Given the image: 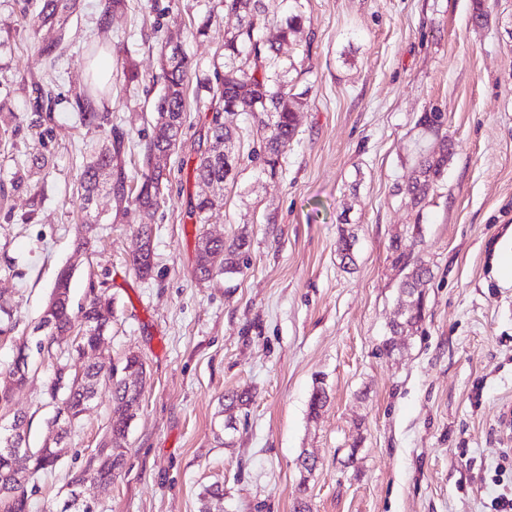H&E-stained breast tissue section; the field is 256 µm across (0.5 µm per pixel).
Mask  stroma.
Wrapping results in <instances>:
<instances>
[{
	"label": "stroma",
	"instance_id": "stroma-1",
	"mask_svg": "<svg viewBox=\"0 0 512 512\" xmlns=\"http://www.w3.org/2000/svg\"><path fill=\"white\" fill-rule=\"evenodd\" d=\"M43 3L0 0V306L17 323L0 336V369L31 336L60 269H74V304L94 288L112 293L100 359L137 354L146 375L124 466L91 490L97 512H292L299 496L312 512H495L493 499L512 488V461L500 457L512 448V288L492 273L494 246L512 226V0H307L308 96L283 173L247 161L253 117L226 116L243 161L224 187L223 217L205 226L189 211L211 115L188 88L149 280L130 264L138 217L116 216L107 192L92 205L104 217L93 246L77 248L79 173L107 142L77 119L74 97L88 82L79 49L100 44L112 58L104 109L136 182L162 47L179 46L198 75H212L237 19L220 0H126L110 14L104 0H80L63 38L32 28ZM204 20L208 36L193 37ZM57 41L56 56H44ZM127 61L138 82H125ZM433 108L445 112L455 149L420 209L399 187L415 174L417 144L438 147L418 125ZM37 154L48 165L33 175ZM345 230L355 238L350 264L338 253ZM204 232L248 233L249 266L198 282ZM396 239L432 271L423 322L398 336ZM48 375L39 366L10 403L31 416L35 448L56 410ZM319 379L329 399L313 416ZM244 389L251 401L223 411L225 393ZM110 401L100 386L61 463L39 478L33 512H57L71 473L107 440ZM303 454L315 457L312 472L300 471ZM215 484L223 497L204 499Z\"/></svg>",
	"mask_w": 512,
	"mask_h": 512
}]
</instances>
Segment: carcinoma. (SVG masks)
<instances>
[{"label": "carcinoma", "instance_id": "1", "mask_svg": "<svg viewBox=\"0 0 512 512\" xmlns=\"http://www.w3.org/2000/svg\"><path fill=\"white\" fill-rule=\"evenodd\" d=\"M224 10L235 14L239 23L224 33V62L214 69V79L206 78L201 87L211 96L214 105L208 128L212 147L198 156L194 177L200 187L197 202L191 215L195 222L208 224L220 218L224 208V183L238 175L239 158L232 152L237 129L219 120L222 112H250L257 119L260 131L259 150L253 151L251 161L258 164L261 172L275 175L281 168V160L297 134V110L303 103L304 93H294L290 88L288 73L294 67L281 57L280 46L266 38L270 25L279 27L282 42L291 40L310 21L305 15L303 0H293L291 14L283 20L271 15L267 0H221ZM77 8L76 0H47V5L32 18L37 29L50 24L60 32L59 41L41 48L51 56L64 41L69 20ZM164 87L156 99L154 108L157 120L153 137L142 149V174L137 192H132L123 163V138L118 134L107 135L108 145L87 163L81 175L83 209L89 210L98 192L105 189L112 195L117 210L124 211L134 205L139 215L137 233L141 246L132 258V267L142 279H150L155 273L152 245V220L158 207L161 188L167 173L158 159L170 155L180 144L182 127L186 119V90L193 70L192 61L178 47L161 50ZM104 95L95 81L89 88L76 95V107L82 124L103 128L108 123L106 112L95 107L96 99ZM419 125L428 133L440 137L439 151L421 148L417 152V175L405 191L413 196L416 204L424 203L435 192L436 183L453 153V143L443 132L445 114L438 109L423 113ZM99 216H86L77 227L78 245L90 243ZM250 241L244 233L226 241L206 235L199 238L195 275L201 281H209L217 275H235L248 265ZM394 263L405 272L401 281L402 292L427 287L432 273L420 259L401 247L399 240L391 245ZM72 269H63L50 293L43 314L49 316L51 326L40 337L26 339L17 348L13 364L0 371V407H8L14 388L26 383L32 370L31 352H45L52 364L53 377L47 390L62 392L61 407L50 425L58 428L56 442L66 443L70 429L82 415L86 406L95 398L101 382L112 386V406L109 442L125 440L132 419L141 407L142 386L127 382L126 371L145 374L143 360L135 355L126 356L117 376L102 371L93 361L99 338L112 324L114 298L107 293L92 295L86 304L73 310L71 303ZM423 320V308L397 316L392 324V334L398 335ZM83 331L75 348L66 355L52 352L59 336H67L74 327ZM0 444V512H31V498L36 485L14 484L13 473L21 466L35 467L41 473L51 471L60 463L56 447L30 448V454L19 458H7ZM99 462L88 459L85 466L74 473L69 491L60 512H95L90 505L78 499V486L92 477L112 481L111 470L97 469Z\"/></svg>", "mask_w": 512, "mask_h": 512}]
</instances>
